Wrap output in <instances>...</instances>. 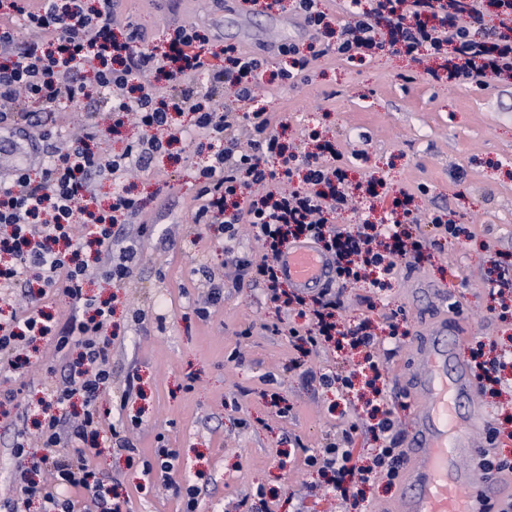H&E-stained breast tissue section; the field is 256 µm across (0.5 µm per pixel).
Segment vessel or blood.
<instances>
[{
  "instance_id": "1",
  "label": "vessel or blood",
  "mask_w": 512,
  "mask_h": 512,
  "mask_svg": "<svg viewBox=\"0 0 512 512\" xmlns=\"http://www.w3.org/2000/svg\"><path fill=\"white\" fill-rule=\"evenodd\" d=\"M280 265L296 288L332 277L329 259L306 243L283 250ZM464 340L456 325L443 324L424 334L417 347L423 367L401 381L403 392L417 401L415 420L404 440L401 512H485L490 502L506 494L500 475L459 464L474 456V437L485 433L489 423L470 364L458 354Z\"/></svg>"
}]
</instances>
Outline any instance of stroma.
Masks as SVG:
<instances>
[{
	"instance_id": "35a3bbf8",
	"label": "stroma",
	"mask_w": 512,
	"mask_h": 512,
	"mask_svg": "<svg viewBox=\"0 0 512 512\" xmlns=\"http://www.w3.org/2000/svg\"><path fill=\"white\" fill-rule=\"evenodd\" d=\"M227 2L218 9L208 0H120L117 11L139 26L149 45L162 42L167 26L187 21L263 54L272 68L281 62L278 45L303 47L313 38L289 11ZM260 94L273 127H285L295 151H304L307 134L318 130L335 145L352 184L383 181L374 215L390 209L399 193L412 197L418 221L407 230L424 242V259L398 261L385 287L344 289L337 312L346 325L367 320L381 331L394 321L404 330L393 351L379 356V386L397 416L398 436H405L414 403L400 395L397 381L419 366L418 336L457 317L467 336L462 356L512 342V309H502L489 288L493 280L512 281V83L451 87L429 81L422 63L385 51L353 62L327 55L292 85ZM68 117L96 126L111 153L138 133L128 125L110 134L111 115L100 103L74 108ZM206 159V150L185 139L148 170L122 179L143 200L155 231L142 241L141 260L117 291L112 384L99 406L114 422L138 417L129 435L141 453L163 444L178 457L165 478L128 465L124 451H104L96 460L104 482L128 496L131 512H183L187 483L200 490L199 512H399V485L379 478L343 503L317 472L304 470V450H320L350 427L359 461L378 446L358 391L325 390L304 376L308 370L348 373L359 357L331 348L299 356L288 335L271 332L280 314L265 292L235 287L233 255L256 260L259 247L244 224L234 254H226L221 225L194 223L196 175ZM434 211L459 225L458 239L448 240L427 222ZM214 282L223 294L208 307L209 316L200 317ZM30 361L26 377L0 373V389H17L22 410L63 376L49 342H37ZM132 372L137 380L130 393ZM269 375L274 383H266ZM274 392L291 406L288 417L272 405ZM297 439L302 448H294Z\"/></svg>"
}]
</instances>
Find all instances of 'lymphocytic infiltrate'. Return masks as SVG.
Wrapping results in <instances>:
<instances>
[{"label": "lymphocytic infiltrate", "instance_id": "obj_1", "mask_svg": "<svg viewBox=\"0 0 512 512\" xmlns=\"http://www.w3.org/2000/svg\"><path fill=\"white\" fill-rule=\"evenodd\" d=\"M115 0H0V123L24 137H36L42 160L18 164L0 179V301L13 302L17 288L38 282L39 295L62 289L71 303L62 321L46 316L38 305L0 322V355L11 373L30 365L25 337L41 336L65 356L62 383L46 390L38 402L34 431L18 428L10 448L17 464L12 512L41 501L44 512H75L70 489L87 492L96 512H127V501L106 484L95 464L103 444L137 456L125 426L103 425L98 399L112 381L111 299L88 294L90 272L120 287L140 258V240L154 232L138 223L140 199L128 189H113L106 207L97 204L99 183L115 174L148 168L155 155L174 141L201 132L208 141L209 162L197 175L200 201L193 221L220 224L225 243H233L241 225H249L263 254L238 259L251 286L263 288L280 311L297 312L304 329H289L300 352L325 346L340 329L335 292L324 289L308 297L288 289L278 261L286 244L310 242L334 262L338 282L348 284L364 273L392 276L397 258L420 259L423 245L405 231L411 217L402 200L380 223L364 221L352 230L337 227L334 216L354 192L345 169L327 161L330 143H322L298 171V157L287 151L271 129V115L259 89L266 79L291 84L313 61L329 54L346 60L395 46L413 57H445L448 81L480 82L492 76L512 79V0H348L350 23L334 43L312 41L307 53L282 44L283 59L268 72L265 58L237 45L216 47L214 38L193 23L174 24L165 32L167 49L156 53L137 28L116 35ZM222 53L224 65L210 63ZM204 75L224 86L246 113L252 140L241 149L227 113L198 101L189 78ZM165 80L168 93L155 82ZM102 94L113 128L135 118L141 129L117 154L96 146L97 132L72 138L57 148L58 135L43 127L38 112L60 111ZM190 113L189 125L175 118ZM281 184L278 192L268 191ZM350 434L321 451L305 455L303 465L330 474V493L349 500L356 483L401 476V449H376L369 465L353 456ZM48 472V480L38 472Z\"/></svg>", "mask_w": 512, "mask_h": 512}]
</instances>
